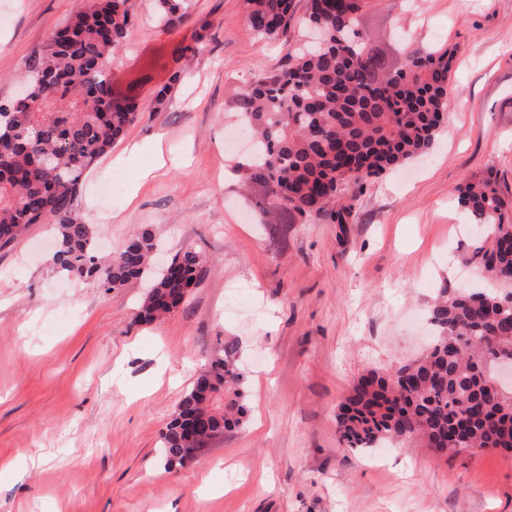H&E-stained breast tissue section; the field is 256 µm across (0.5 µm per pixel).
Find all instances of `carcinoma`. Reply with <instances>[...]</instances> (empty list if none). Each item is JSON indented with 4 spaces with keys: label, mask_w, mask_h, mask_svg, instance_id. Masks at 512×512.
<instances>
[{
    "label": "carcinoma",
    "mask_w": 512,
    "mask_h": 512,
    "mask_svg": "<svg viewBox=\"0 0 512 512\" xmlns=\"http://www.w3.org/2000/svg\"><path fill=\"white\" fill-rule=\"evenodd\" d=\"M136 0H90L85 11L53 30L26 58L20 102L0 107V249L36 224L55 225V267L93 279L107 291L150 282L138 318L150 323L173 313L190 288L211 272L201 251L186 250L162 271L150 265L153 231L128 236L116 255L97 252L90 224L74 203L85 172L134 123L132 97H113L112 57L127 45ZM373 0H308L306 22L317 31L278 72L259 70L236 98L239 115L258 143L244 180L260 184L262 212L296 224L326 213L348 224L355 208L348 183L378 178L429 152L451 100L456 49H416L395 61L379 29L366 26ZM168 30L183 25L188 0H157ZM294 0H246V17L263 40L288 30ZM193 44L172 50L175 64L155 90L161 103L180 79ZM458 202L491 241L476 250L479 269L496 284L512 283V198L488 174L458 189ZM436 336L419 359L394 373L363 372L337 414L340 441L351 449L381 442L418 443L434 452L464 448L512 453V390L494 373L512 355V292L439 291L429 311ZM244 373L226 346L204 362L193 386L161 434L165 467L195 459L209 442L243 424Z\"/></svg>",
    "instance_id": "cac0c4a2"
}]
</instances>
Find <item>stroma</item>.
Listing matches in <instances>:
<instances>
[{
  "label": "stroma",
  "instance_id": "obj_1",
  "mask_svg": "<svg viewBox=\"0 0 512 512\" xmlns=\"http://www.w3.org/2000/svg\"><path fill=\"white\" fill-rule=\"evenodd\" d=\"M87 0H0V104L26 58ZM305 0L269 43L244 0H190L177 31L139 0L111 71L135 95L136 122L90 169L77 197L101 244L118 249L149 227L164 265L188 249L212 262L168 318L137 321L142 282L105 291L52 261L53 227L0 250V512H512V454L440 455L408 444L365 451L339 443L336 414L366 369L390 374L418 357L437 289L479 284L485 232L458 206V185L495 169L512 194V0H395V51L457 46L454 94L426 156L349 184L354 221L327 215L267 224L240 187L235 101L257 69L276 71L308 39ZM202 29L179 87L156 107L145 73ZM140 150L118 157L127 144ZM124 194L102 206L107 175ZM234 344L245 373L243 426L173 470L160 434L197 368Z\"/></svg>",
  "mask_w": 512,
  "mask_h": 512
}]
</instances>
